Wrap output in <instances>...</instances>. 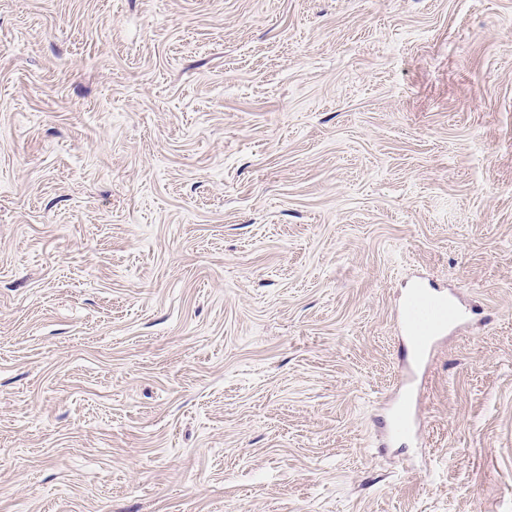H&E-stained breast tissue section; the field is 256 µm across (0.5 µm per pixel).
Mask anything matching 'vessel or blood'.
<instances>
[{
	"mask_svg": "<svg viewBox=\"0 0 512 512\" xmlns=\"http://www.w3.org/2000/svg\"><path fill=\"white\" fill-rule=\"evenodd\" d=\"M465 319V310L452 295L423 279H414L399 312V328L406 338L404 358L408 366L417 367L436 340L446 334L448 328L458 326Z\"/></svg>",
	"mask_w": 512,
	"mask_h": 512,
	"instance_id": "vessel-or-blood-1",
	"label": "vessel or blood"
}]
</instances>
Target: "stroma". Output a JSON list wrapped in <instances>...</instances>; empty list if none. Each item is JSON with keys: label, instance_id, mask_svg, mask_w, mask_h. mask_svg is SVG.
<instances>
[{"label": "stroma", "instance_id": "35a3bbf8", "mask_svg": "<svg viewBox=\"0 0 512 512\" xmlns=\"http://www.w3.org/2000/svg\"><path fill=\"white\" fill-rule=\"evenodd\" d=\"M0 512H512V0H0ZM439 288L422 278L414 279L400 307L399 328L406 336L403 356L410 366L403 377L406 389L412 388L415 368L430 353L435 341L467 316L453 296ZM388 434L392 437L406 438L415 436L417 437V429L414 420L409 415L408 411L403 407L391 419V425Z\"/></svg>", "mask_w": 512, "mask_h": 512}]
</instances>
